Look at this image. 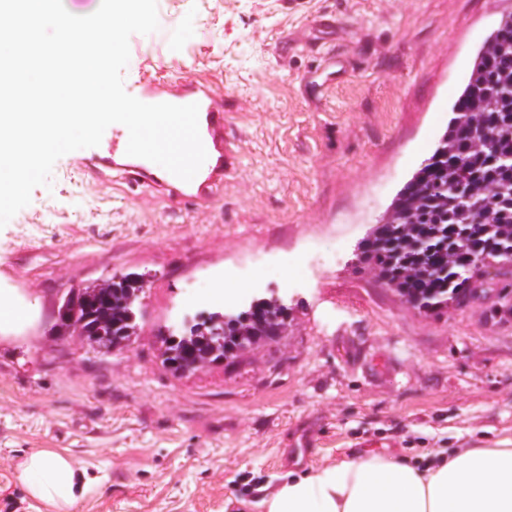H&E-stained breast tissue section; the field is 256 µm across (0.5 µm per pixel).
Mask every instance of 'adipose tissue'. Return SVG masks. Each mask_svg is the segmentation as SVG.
Segmentation results:
<instances>
[{"label":"adipose tissue","instance_id":"1","mask_svg":"<svg viewBox=\"0 0 512 512\" xmlns=\"http://www.w3.org/2000/svg\"><path fill=\"white\" fill-rule=\"evenodd\" d=\"M83 472L70 457L29 454L20 478L52 512H70ZM265 512H512V446L458 448L417 469L389 456L353 457L291 477L263 502Z\"/></svg>","mask_w":512,"mask_h":512}]
</instances>
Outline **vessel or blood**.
<instances>
[{"label": "vessel or blood", "mask_w": 512, "mask_h": 512, "mask_svg": "<svg viewBox=\"0 0 512 512\" xmlns=\"http://www.w3.org/2000/svg\"><path fill=\"white\" fill-rule=\"evenodd\" d=\"M131 94L147 104H198L199 132L207 158L197 174L186 182L154 162L127 155L128 130L118 123L110 125L100 144L89 148L78 160L77 169L91 174L112 167L124 174L130 185L151 190L171 210L187 204L201 211L210 209L234 169L225 139L227 115L223 90L200 75L177 79L144 77L133 83Z\"/></svg>", "instance_id": "b4317fda"}]
</instances>
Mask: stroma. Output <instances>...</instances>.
Returning <instances> with one entry per match:
<instances>
[{"instance_id":"35a3bbf8","label":"stroma","mask_w":512,"mask_h":512,"mask_svg":"<svg viewBox=\"0 0 512 512\" xmlns=\"http://www.w3.org/2000/svg\"><path fill=\"white\" fill-rule=\"evenodd\" d=\"M129 40L141 72L218 83L235 170L215 207L172 216L101 169L54 165L0 228V291L31 311L0 328V512H46L19 465L66 453L90 484L73 512H264L289 474L381 453L424 463L512 439V315L424 314L366 269L361 240L443 135L512 0H157ZM145 274L129 346L58 335L63 294ZM275 342L171 374L160 333L268 292ZM313 426L307 459L289 435Z\"/></svg>"}]
</instances>
